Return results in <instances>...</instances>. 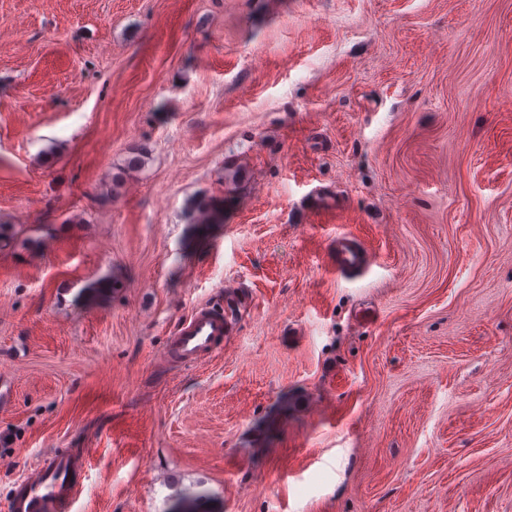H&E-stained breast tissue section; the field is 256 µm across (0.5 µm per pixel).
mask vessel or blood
I'll return each mask as SVG.
<instances>
[{
    "instance_id": "b4317fda",
    "label": "vessel or blood",
    "mask_w": 512,
    "mask_h": 512,
    "mask_svg": "<svg viewBox=\"0 0 512 512\" xmlns=\"http://www.w3.org/2000/svg\"><path fill=\"white\" fill-rule=\"evenodd\" d=\"M337 273L365 270V251L346 236L335 241ZM233 332V322L226 309L199 305L179 319L167 339L164 357L179 366L203 363L221 352ZM84 476L82 457L57 452L27 476L17 480L8 512H71L79 496Z\"/></svg>"
}]
</instances>
